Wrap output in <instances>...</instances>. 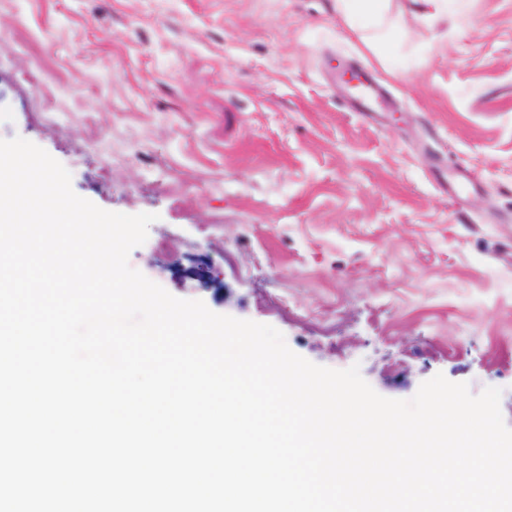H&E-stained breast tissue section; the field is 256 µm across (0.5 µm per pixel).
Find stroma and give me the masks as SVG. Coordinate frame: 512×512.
Listing matches in <instances>:
<instances>
[{
    "instance_id": "35a3bbf8",
    "label": "stroma",
    "mask_w": 512,
    "mask_h": 512,
    "mask_svg": "<svg viewBox=\"0 0 512 512\" xmlns=\"http://www.w3.org/2000/svg\"><path fill=\"white\" fill-rule=\"evenodd\" d=\"M391 10L393 74L333 0H0V140L158 214L128 262L170 294L388 398L501 388L512 426V0ZM353 60L394 111L344 107L329 75ZM456 164L459 206L433 176ZM420 8L416 19L424 25L432 27L448 19V11H452L457 1L454 0H413ZM475 177L465 168L454 166L448 179V193L454 198L468 192L475 184Z\"/></svg>"
}]
</instances>
